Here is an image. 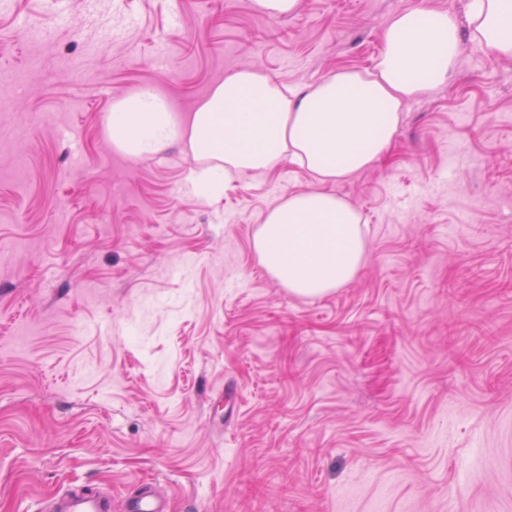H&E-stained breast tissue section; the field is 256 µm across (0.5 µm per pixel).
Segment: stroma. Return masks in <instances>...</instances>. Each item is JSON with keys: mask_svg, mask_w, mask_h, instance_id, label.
<instances>
[{"mask_svg": "<svg viewBox=\"0 0 512 512\" xmlns=\"http://www.w3.org/2000/svg\"><path fill=\"white\" fill-rule=\"evenodd\" d=\"M420 2L0 0V512L148 487L170 512H512V59L464 39L385 159L328 184L367 260L317 299L252 248L309 173L207 199L191 152L132 159L100 122L142 87L188 113L243 67H371ZM254 3L271 17H285L294 15L299 7L300 0H254Z\"/></svg>", "mask_w": 512, "mask_h": 512, "instance_id": "1", "label": "stroma"}]
</instances>
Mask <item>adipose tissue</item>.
I'll use <instances>...</instances> for the list:
<instances>
[{
    "instance_id": "ef3b65f1",
    "label": "adipose tissue",
    "mask_w": 512,
    "mask_h": 512,
    "mask_svg": "<svg viewBox=\"0 0 512 512\" xmlns=\"http://www.w3.org/2000/svg\"><path fill=\"white\" fill-rule=\"evenodd\" d=\"M466 32L492 57H512V0H469L463 24L426 4L403 10L372 69L340 70L303 88L242 69L182 117L152 89H140L112 106V146L143 158L184 144L204 162L188 180L207 197L222 195L234 173L285 161L309 171L319 189L280 199L259 224L254 251L289 293L322 297L352 282L367 258L361 214L323 184L382 160L405 105L455 76Z\"/></svg>"
}]
</instances>
